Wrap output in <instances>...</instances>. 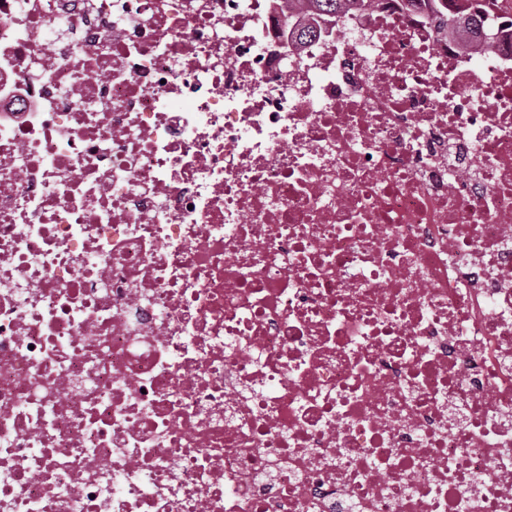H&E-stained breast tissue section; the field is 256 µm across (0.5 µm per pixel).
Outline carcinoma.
I'll use <instances>...</instances> for the list:
<instances>
[{"instance_id": "carcinoma-1", "label": "carcinoma", "mask_w": 512, "mask_h": 512, "mask_svg": "<svg viewBox=\"0 0 512 512\" xmlns=\"http://www.w3.org/2000/svg\"><path fill=\"white\" fill-rule=\"evenodd\" d=\"M425 2L428 18L446 19L449 26L467 42L477 46H489L504 37H512V22L500 21L502 0H405V5L418 8L417 2ZM314 21L327 22L346 10H366L374 0H307Z\"/></svg>"}]
</instances>
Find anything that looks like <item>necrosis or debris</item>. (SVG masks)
<instances>
[{
	"instance_id": "necrosis-or-debris-1",
	"label": "necrosis or debris",
	"mask_w": 512,
	"mask_h": 512,
	"mask_svg": "<svg viewBox=\"0 0 512 512\" xmlns=\"http://www.w3.org/2000/svg\"><path fill=\"white\" fill-rule=\"evenodd\" d=\"M305 11L0 0V512H512V41Z\"/></svg>"
}]
</instances>
